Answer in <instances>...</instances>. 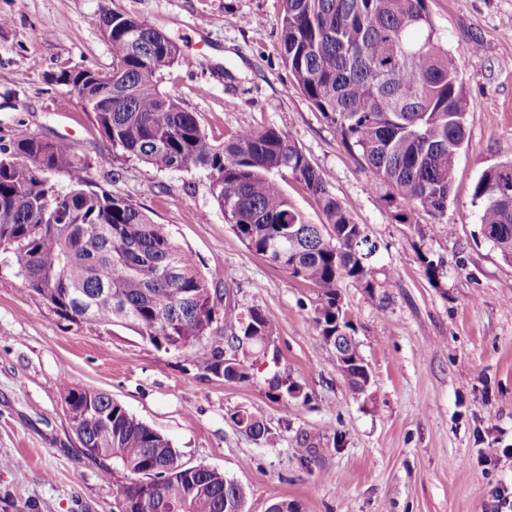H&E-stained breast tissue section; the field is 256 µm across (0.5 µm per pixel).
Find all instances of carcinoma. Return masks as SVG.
I'll return each instance as SVG.
<instances>
[{
    "mask_svg": "<svg viewBox=\"0 0 512 512\" xmlns=\"http://www.w3.org/2000/svg\"><path fill=\"white\" fill-rule=\"evenodd\" d=\"M99 25L112 53V99L100 97L95 71L75 79L95 97L81 98L111 142L132 160L159 170L201 171L224 219L254 253L309 282L320 307L313 323L329 361L348 350L337 307L339 283L368 288L372 253L363 225L329 190L292 137L276 128L241 129L216 145L197 115L160 90L166 69L182 62L178 45L146 21L106 12ZM281 45L288 74L305 98L336 126L358 161L391 189L394 218L411 223L422 210L447 231L456 156L467 137L468 96L454 58L435 37L427 0H283ZM91 165L61 139L25 136L0 145V252L29 294L61 318L82 325H121L157 349L188 353L226 381H246L252 365L203 346L213 324L238 350L275 335L273 319L241 313L127 198L91 185ZM286 170L315 198L324 223L310 224L277 175ZM68 178L60 189L50 174ZM483 236L512 262V161L487 168L475 183ZM74 432L109 479L122 475L117 512H244L245 489L223 474L181 461L170 441L93 388L64 384ZM245 432L268 434L237 411Z\"/></svg>",
    "mask_w": 512,
    "mask_h": 512,
    "instance_id": "cac0c4a2",
    "label": "carcinoma"
}]
</instances>
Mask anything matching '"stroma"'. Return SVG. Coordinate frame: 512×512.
Returning a JSON list of instances; mask_svg holds the SVG:
<instances>
[{
  "instance_id": "35a3bbf8",
  "label": "stroma",
  "mask_w": 512,
  "mask_h": 512,
  "mask_svg": "<svg viewBox=\"0 0 512 512\" xmlns=\"http://www.w3.org/2000/svg\"><path fill=\"white\" fill-rule=\"evenodd\" d=\"M441 43L468 94L446 218L400 224L334 125L296 89L280 45L283 0H0V144L69 138L94 159L95 186L129 198L193 254L221 271L227 302L276 324L278 364L249 347L252 376L228 382L185 354L156 349L122 326L76 325L30 297L0 264V512H112L116 480L83 454L64 411V385L110 394L176 448L246 491V512L276 502L300 512H500L512 490V263L480 230L472 188L512 160V0H428ZM121 12L179 44L160 87L196 113L217 144L243 128L289 133L375 249V290L340 285L372 384L354 397L313 324L306 281L247 248L224 221L201 172L159 171L116 155L80 99L53 83L64 68L106 72L98 24ZM476 52H468V45ZM443 273L429 281L424 259ZM392 287H384V280ZM300 398H273V373ZM244 410L269 429L253 438L230 419Z\"/></svg>"
}]
</instances>
